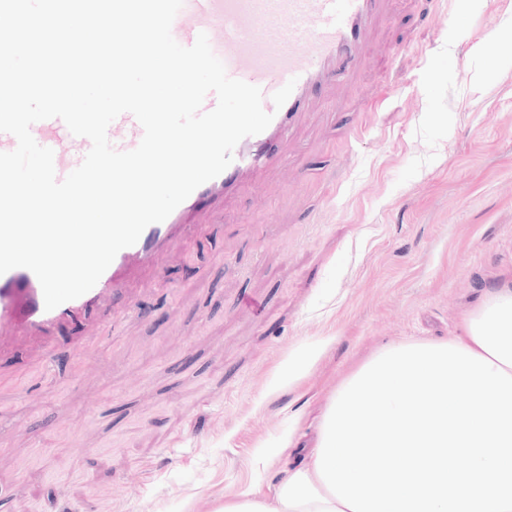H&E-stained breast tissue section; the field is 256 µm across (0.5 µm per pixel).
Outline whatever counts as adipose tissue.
Wrapping results in <instances>:
<instances>
[{
    "label": "adipose tissue",
    "mask_w": 512,
    "mask_h": 512,
    "mask_svg": "<svg viewBox=\"0 0 512 512\" xmlns=\"http://www.w3.org/2000/svg\"><path fill=\"white\" fill-rule=\"evenodd\" d=\"M450 344L484 356L512 375V279L494 285L465 319L462 335ZM224 512H349L328 491L314 460L290 467L272 496L244 490L226 499Z\"/></svg>",
    "instance_id": "adipose-tissue-1"
}]
</instances>
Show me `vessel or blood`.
Wrapping results in <instances>:
<instances>
[{"label":"vessel or blood","instance_id":"b4317fda","mask_svg":"<svg viewBox=\"0 0 512 512\" xmlns=\"http://www.w3.org/2000/svg\"><path fill=\"white\" fill-rule=\"evenodd\" d=\"M382 5L383 0H183L171 27L174 39L189 47L199 34H207L228 76L261 89L262 106L272 113V122L262 133L242 139L224 172L199 186L165 221L149 225L79 298L49 311L30 270L15 268L0 275V334L20 324L40 331L98 308L120 288L131 267L159 264L180 230V218L198 198L232 188L245 173L287 164L279 142L290 134L314 89L327 80H346L358 68ZM31 134L53 150L60 180L80 166L91 148L89 139L73 135L58 118L34 123ZM107 136L114 149L129 151L140 143L143 128L126 112L109 125Z\"/></svg>","mask_w":512,"mask_h":512}]
</instances>
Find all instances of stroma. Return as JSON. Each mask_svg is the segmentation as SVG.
<instances>
[{
  "mask_svg": "<svg viewBox=\"0 0 512 512\" xmlns=\"http://www.w3.org/2000/svg\"><path fill=\"white\" fill-rule=\"evenodd\" d=\"M283 150L298 165L202 201L121 302L0 338V512L270 496L360 363L462 334L512 270V0H387L355 80L327 83ZM287 433V462L261 468ZM327 343V340L317 341L288 357L277 377V383L290 386L304 377L323 353Z\"/></svg>",
  "mask_w": 512,
  "mask_h": 512,
  "instance_id": "1",
  "label": "stroma"
}]
</instances>
